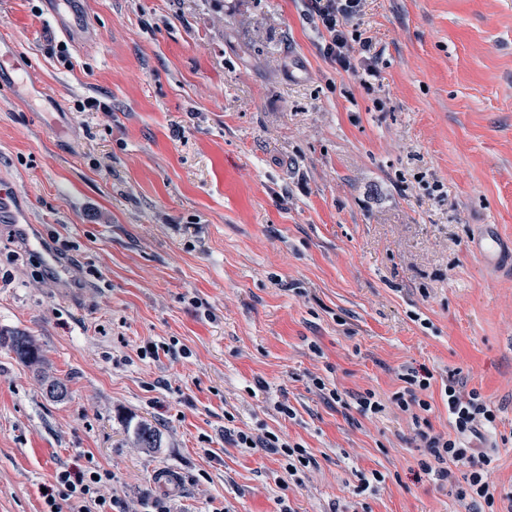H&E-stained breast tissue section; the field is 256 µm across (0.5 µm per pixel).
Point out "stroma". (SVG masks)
I'll return each instance as SVG.
<instances>
[{
    "label": "stroma",
    "mask_w": 512,
    "mask_h": 512,
    "mask_svg": "<svg viewBox=\"0 0 512 512\" xmlns=\"http://www.w3.org/2000/svg\"><path fill=\"white\" fill-rule=\"evenodd\" d=\"M87 12L90 45L0 0L30 81L0 88V179L78 276L0 223V334L35 336L68 388L0 347V512L95 466L112 512H482L422 471L392 400L423 367L431 433L453 432L449 379L490 405L511 492L512 0H365L348 71L305 0ZM237 441L241 444L247 445V448H273L275 451L278 452V448L286 454L289 458H292L296 456V460L299 462V464L306 467L310 463V459L307 457V452L305 448L300 447H292L288 444V442H279L278 437L268 438L266 441H260L257 446V443L254 441L252 437L247 435L244 432H239L237 434ZM248 441L252 442V445H248ZM291 460L295 461V458H292Z\"/></svg>",
    "instance_id": "35a3bbf8"
}]
</instances>
